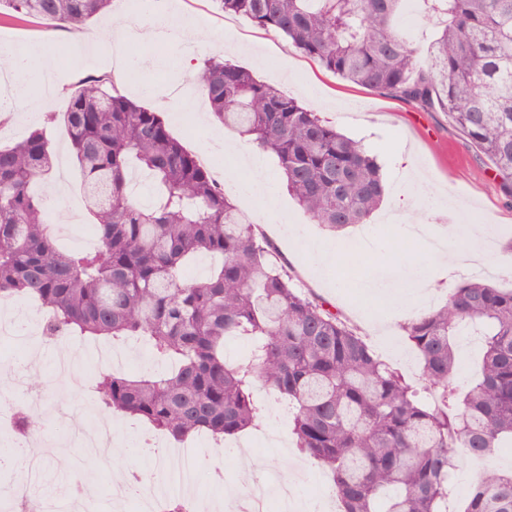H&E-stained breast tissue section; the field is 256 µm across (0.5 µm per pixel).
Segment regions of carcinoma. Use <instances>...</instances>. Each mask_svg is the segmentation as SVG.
<instances>
[{"mask_svg": "<svg viewBox=\"0 0 512 512\" xmlns=\"http://www.w3.org/2000/svg\"><path fill=\"white\" fill-rule=\"evenodd\" d=\"M111 0H0V14L81 32ZM276 30L342 80L448 114L512 197V0H421L436 29L426 56L398 23L404 0H219ZM211 112L270 154L288 194L336 231L366 224L384 197L377 158L252 70L206 60L196 74ZM106 76L77 81L59 121L81 176L98 246L63 248L32 185L54 159L43 130L0 146V298L47 309L43 336L143 340L160 372L102 373L93 399L177 442L259 425L256 386L293 409L296 446L331 474L343 512H448L455 450L493 457L512 443V289L479 279L403 326L422 365L410 381L381 360L339 310L299 290L274 245L158 113L114 94ZM218 259L203 280L183 269ZM481 328L480 373L464 388L455 336ZM250 340L242 363L227 339ZM21 488V466L0 480ZM461 512H512V475L489 467Z\"/></svg>", "mask_w": 512, "mask_h": 512, "instance_id": "carcinoma-1", "label": "carcinoma"}]
</instances>
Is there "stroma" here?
I'll list each match as a JSON object with an SVG mask.
<instances>
[{
	"mask_svg": "<svg viewBox=\"0 0 512 512\" xmlns=\"http://www.w3.org/2000/svg\"><path fill=\"white\" fill-rule=\"evenodd\" d=\"M178 3L181 13L201 15L204 25L185 30L176 43L161 41L147 29L151 14L141 0H110L105 16L88 24L82 35L25 17L0 16V53L9 52L22 41L47 42L52 47L51 72L70 88L83 77L104 72L103 65L90 62L74 67L72 44L86 37L106 45L123 26L141 28L140 39L128 50L136 63L133 78L115 83V92L158 112L172 135L198 154L213 173L223 174L225 182L261 176L276 186L272 200L242 199L239 207H251L262 213L267 222L273 214H282L306 235L322 237L330 245L351 244L359 234L358 226L333 233L317 224L280 185L272 157L261 155V169L256 172L241 169L237 155L216 151V142H235L239 136L224 129L212 116L207 102L186 101L179 112L160 106L159 96L165 89L192 80L205 59L222 54L237 41H246L247 49L235 54L233 63L253 69L263 80L318 112L341 133L363 143L383 167L389 191L371 218L377 228L374 247L361 259L357 274H369L379 265L395 267L405 260L431 263L423 244L405 237V225L420 224L432 234L442 235L450 225L484 224L488 227L484 277L496 287L512 288V199L500 190L488 162L478 156L446 113L426 112L335 78L288 46L282 37L270 35L243 17L226 18L217 0ZM46 114L28 110L0 114V146L23 139L33 129H45L56 170L51 179L39 181L37 189L47 199L46 223L65 226L71 236L64 244L73 248L77 235L91 226L93 218L86 208L78 209L73 204L81 194L79 172L61 123L47 122ZM330 301L377 355L406 377L421 376L422 367L402 329L406 318L395 312L390 300L364 294L357 288H337ZM96 371L94 364L84 362L57 376L53 413L43 419L41 438L51 446L55 461L78 462L84 480L96 485L97 495L88 512H133L129 504L114 505L109 494L111 475L82 457L79 448L60 434L57 425L58 420L70 416L85 418L87 408L93 407L90 387ZM257 397L266 409L262 430H275L282 442L278 448H258L254 442L261 430L246 432L245 440L252 445L249 456L258 474L275 473L276 484L293 487L299 500L333 501V485L327 472L294 444L287 407L266 389H258Z\"/></svg>",
	"mask_w": 512,
	"mask_h": 512,
	"instance_id": "35a3bbf8",
	"label": "stroma"
}]
</instances>
